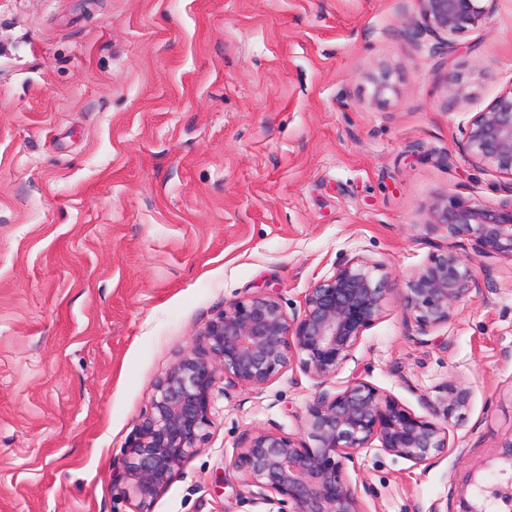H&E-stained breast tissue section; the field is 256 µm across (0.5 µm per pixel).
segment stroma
Here are the masks:
<instances>
[{
    "instance_id": "obj_1",
    "label": "stroma",
    "mask_w": 512,
    "mask_h": 512,
    "mask_svg": "<svg viewBox=\"0 0 512 512\" xmlns=\"http://www.w3.org/2000/svg\"><path fill=\"white\" fill-rule=\"evenodd\" d=\"M419 21L416 0H0V512H137L122 462L205 324L258 292L300 308L353 257L391 291L336 385L420 416L448 379L472 393L448 455L347 464L367 512H512V261L477 260L428 336L401 303L433 257L473 254L435 203L512 198L461 149L512 86V0L448 39ZM317 391L297 367L217 380L152 512H270L231 463L256 431L297 433Z\"/></svg>"
}]
</instances>
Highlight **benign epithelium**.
<instances>
[{"label": "benign epithelium", "mask_w": 512, "mask_h": 512, "mask_svg": "<svg viewBox=\"0 0 512 512\" xmlns=\"http://www.w3.org/2000/svg\"><path fill=\"white\" fill-rule=\"evenodd\" d=\"M416 34L458 35L486 24L484 0H417ZM463 152L512 177V86L464 130ZM431 224L471 242L474 256H436L407 283L401 300L418 333L445 324L479 288V258L512 260V199L482 206L454 196L431 211ZM391 291L382 266L354 257L309 288L300 311L289 315L273 296L239 299L201 332L209 356L189 351L157 384L149 409L123 463L139 512H149L175 470L194 452L211 412L216 375L230 385L265 386L284 369L299 367L316 381L318 395L300 418L299 433H254L232 469L264 501L282 497L289 512H367L357 485L345 474L357 452L377 449L420 465L448 453L449 428L463 421L471 391L456 379L436 387L418 416L364 381L326 389L352 358L364 332L383 318Z\"/></svg>", "instance_id": "7a95c632"}]
</instances>
